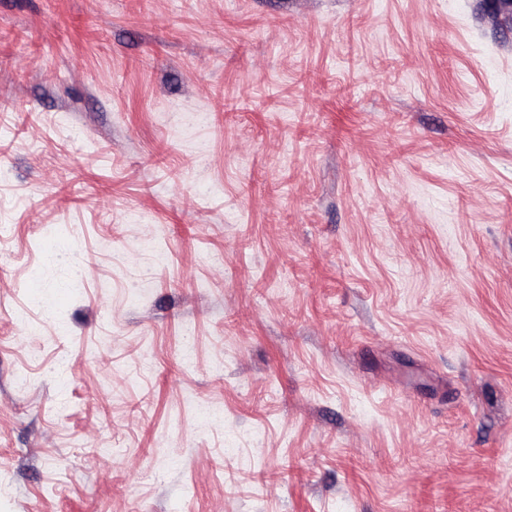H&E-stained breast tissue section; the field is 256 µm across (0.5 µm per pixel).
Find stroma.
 <instances>
[{"label":"stroma","instance_id":"35a3bbf8","mask_svg":"<svg viewBox=\"0 0 512 512\" xmlns=\"http://www.w3.org/2000/svg\"><path fill=\"white\" fill-rule=\"evenodd\" d=\"M510 449L512 21L0 0V512H512Z\"/></svg>","mask_w":512,"mask_h":512}]
</instances>
